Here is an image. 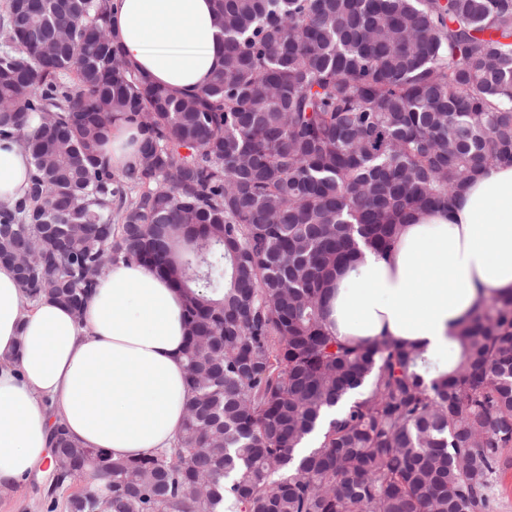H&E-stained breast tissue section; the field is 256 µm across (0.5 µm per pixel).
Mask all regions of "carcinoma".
I'll return each mask as SVG.
<instances>
[{
    "mask_svg": "<svg viewBox=\"0 0 512 512\" xmlns=\"http://www.w3.org/2000/svg\"><path fill=\"white\" fill-rule=\"evenodd\" d=\"M224 66L196 94L154 85L112 41V0H6L0 139L29 144L0 256L31 302L82 318L96 279L152 258L186 294L190 400L173 446L74 448L68 512H488L512 447V292L476 309L452 372L324 327L364 243L512 164V0H210ZM137 121L136 163L103 156ZM224 268L215 298L193 283Z\"/></svg>",
    "mask_w": 512,
    "mask_h": 512,
    "instance_id": "cac0c4a2",
    "label": "carcinoma"
}]
</instances>
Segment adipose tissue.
I'll return each instance as SVG.
<instances>
[{"label": "adipose tissue", "instance_id": "adipose-tissue-1", "mask_svg": "<svg viewBox=\"0 0 512 512\" xmlns=\"http://www.w3.org/2000/svg\"><path fill=\"white\" fill-rule=\"evenodd\" d=\"M112 38L157 85L192 94L224 64L209 0H114ZM29 152L0 140V206L19 201ZM512 290V165L473 176L449 207L402 225L389 258L370 249L338 273L326 329L364 346L391 339L451 365L474 311ZM185 294L139 263L108 268L82 318L29 302L0 264V496L55 467L49 432L115 459L170 447L190 399L182 353Z\"/></svg>", "mask_w": 512, "mask_h": 512}]
</instances>
